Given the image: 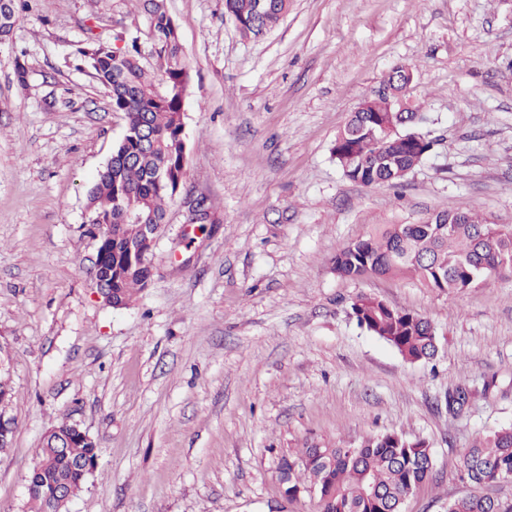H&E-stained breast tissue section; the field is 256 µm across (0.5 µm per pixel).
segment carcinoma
I'll use <instances>...</instances> for the list:
<instances>
[{"label":"carcinoma","mask_w":512,"mask_h":512,"mask_svg":"<svg viewBox=\"0 0 512 512\" xmlns=\"http://www.w3.org/2000/svg\"><path fill=\"white\" fill-rule=\"evenodd\" d=\"M224 0L242 38H259L274 30L291 8L292 0ZM154 31L152 54L161 61L156 71L142 63L137 40L120 50L88 37L76 49L77 58L92 71L126 118L123 138L111 160L88 190V232L99 239L106 257L102 265L110 289L109 306L122 309L146 288L148 261L154 245L141 237L125 211L141 224H162L166 204L184 184L183 103L188 72L177 26L164 0H143ZM21 0H0V46L9 42ZM408 69L393 68L384 90L367 99V111L354 112L337 133L332 154L343 175L365 186L401 184L419 166L430 148L412 139L425 120L418 108L399 111ZM152 134L149 148L139 131ZM342 278L369 276L410 278L439 294L450 296L478 288L512 274V226L493 224L483 215L450 206L419 224H382L367 237L346 245L333 260ZM351 314L358 326L391 347L407 362L433 359L438 352L431 322L423 315L391 306L367 294L356 296ZM461 387L448 390V412L467 402ZM97 461L96 444L62 421L43 438L34 468L42 490L64 484L78 493L89 474L82 469ZM467 479L493 487L512 480V426L475 438L462 456ZM279 480L288 498L312 490L317 512H388L402 497L433 479L428 444L398 433L370 435L358 446L309 444L297 454L281 457ZM491 496L468 495L448 503V512H490Z\"/></svg>","instance_id":"1"}]
</instances>
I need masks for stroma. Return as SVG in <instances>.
<instances>
[{"instance_id": "35a3bbf8", "label": "stroma", "mask_w": 512, "mask_h": 512, "mask_svg": "<svg viewBox=\"0 0 512 512\" xmlns=\"http://www.w3.org/2000/svg\"><path fill=\"white\" fill-rule=\"evenodd\" d=\"M166 4L189 76L185 189L151 281L123 309L93 286L85 221L125 120L74 51L90 30L134 37L153 66L149 18L137 0H30L0 48V346L15 420L0 512H30L26 478L64 419L98 449L65 512H316L284 496L280 457L385 433L432 452L434 478L404 512H446L473 491L464 449L512 425V277L448 296L345 279L333 260L377 225L451 205L512 225V0H293L258 40L224 0ZM397 65L414 72L436 146L403 186L365 187L331 149ZM359 294L427 317L435 359L405 362L361 329ZM457 385L468 401L453 414Z\"/></svg>"}]
</instances>
